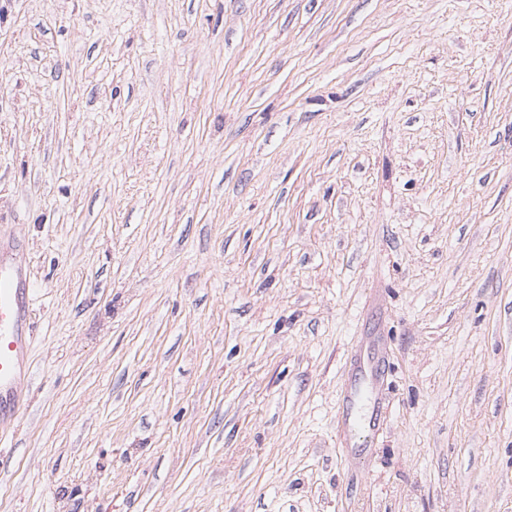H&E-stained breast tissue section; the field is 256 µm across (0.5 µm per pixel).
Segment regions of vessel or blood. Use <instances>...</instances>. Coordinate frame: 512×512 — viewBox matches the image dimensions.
Masks as SVG:
<instances>
[{
    "label": "vessel or blood",
    "mask_w": 512,
    "mask_h": 512,
    "mask_svg": "<svg viewBox=\"0 0 512 512\" xmlns=\"http://www.w3.org/2000/svg\"><path fill=\"white\" fill-rule=\"evenodd\" d=\"M22 247L0 242V428L20 422L27 406L31 377L29 313L33 290L20 259ZM369 353L350 352V369L338 397L342 423L339 446L344 455L361 462L389 415L381 390L387 349L381 337H369Z\"/></svg>",
    "instance_id": "vessel-or-blood-1"
}]
</instances>
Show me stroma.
Wrapping results in <instances>:
<instances>
[{
  "label": "stroma",
  "instance_id": "stroma-1",
  "mask_svg": "<svg viewBox=\"0 0 512 512\" xmlns=\"http://www.w3.org/2000/svg\"><path fill=\"white\" fill-rule=\"evenodd\" d=\"M0 235V512H512V0H0ZM21 253V245H5L0 237V428L20 422L31 377L28 320L33 289ZM370 344L366 359L362 348L350 351V369L343 380L338 397V417L342 423L339 448L344 455L366 462L368 446L389 415V404L381 390L386 372L387 349L380 336H368Z\"/></svg>",
  "mask_w": 512,
  "mask_h": 512
}]
</instances>
